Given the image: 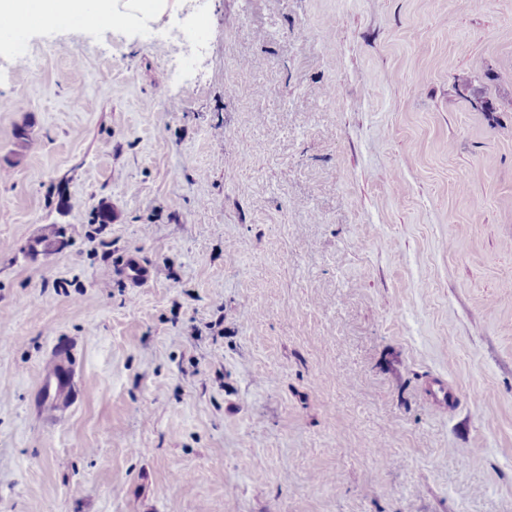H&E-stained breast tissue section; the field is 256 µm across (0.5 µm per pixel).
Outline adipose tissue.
Instances as JSON below:
<instances>
[{
    "label": "adipose tissue",
    "mask_w": 512,
    "mask_h": 512,
    "mask_svg": "<svg viewBox=\"0 0 512 512\" xmlns=\"http://www.w3.org/2000/svg\"><path fill=\"white\" fill-rule=\"evenodd\" d=\"M135 0H99L96 13H89L87 0H0V20L33 23L50 15L56 18H84L95 15L103 23L112 22L120 9H136Z\"/></svg>",
    "instance_id": "ef3b65f1"
}]
</instances>
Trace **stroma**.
<instances>
[{
	"label": "stroma",
	"instance_id": "obj_1",
	"mask_svg": "<svg viewBox=\"0 0 512 512\" xmlns=\"http://www.w3.org/2000/svg\"><path fill=\"white\" fill-rule=\"evenodd\" d=\"M185 6L0 31V512H512V0ZM185 47L176 57L174 69L191 70L195 67L200 53L209 44V29L203 19H199L190 25L180 36ZM76 356L73 345L66 340H58L54 345L53 359L40 383L42 392L67 393L74 381Z\"/></svg>",
	"mask_w": 512,
	"mask_h": 512
}]
</instances>
